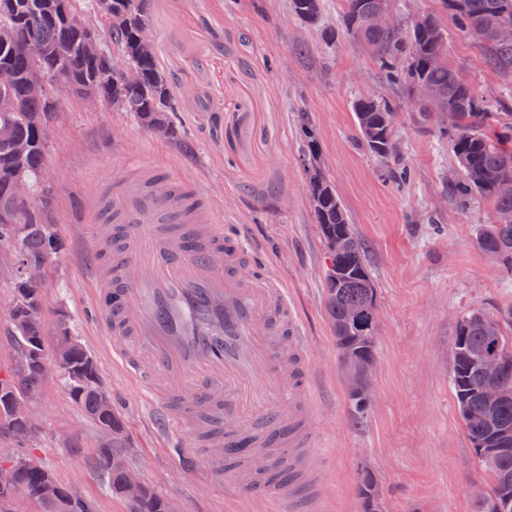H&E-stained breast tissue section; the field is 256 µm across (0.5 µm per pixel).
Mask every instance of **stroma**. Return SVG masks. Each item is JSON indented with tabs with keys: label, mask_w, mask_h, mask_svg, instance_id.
Segmentation results:
<instances>
[{
	"label": "stroma",
	"mask_w": 512,
	"mask_h": 512,
	"mask_svg": "<svg viewBox=\"0 0 512 512\" xmlns=\"http://www.w3.org/2000/svg\"><path fill=\"white\" fill-rule=\"evenodd\" d=\"M323 26L303 24L287 0H151L157 59L175 92L173 124L191 152L127 113L65 100L52 127L50 218L61 246L42 282L47 346L56 312L95 358L103 388L124 422L141 481L176 512H280L279 502L249 508L168 447L147 393L112 355L113 340L94 321V275L106 257L94 245L91 194L150 163L202 186L223 233L238 234L265 258L302 323L310 352L307 419L312 450L324 461L317 480L324 512H362L357 478L369 472L380 512H478L474 486L487 484L458 412L450 375L459 321L474 310L496 315L512 333V281L478 246L493 207H461L448 188L461 175L446 137L424 122L414 99L386 82L366 46L341 31L345 0H322ZM404 25L439 16L448 62L488 102L500 77L456 28L440 0H391ZM334 31V39L323 36ZM368 95L396 109L398 158L406 180L355 141L353 103ZM317 135L320 164L364 242L380 319L369 410L355 419L326 314V242L315 222L302 154V120ZM14 250L0 245V375L14 364L10 330ZM39 427L25 445L0 438V458L33 453L96 512H132L96 477L101 438L50 374L35 402Z\"/></svg>",
	"instance_id": "stroma-1"
}]
</instances>
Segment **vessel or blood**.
I'll return each instance as SVG.
<instances>
[{"label": "vessel or blood", "instance_id": "b4317fda", "mask_svg": "<svg viewBox=\"0 0 512 512\" xmlns=\"http://www.w3.org/2000/svg\"><path fill=\"white\" fill-rule=\"evenodd\" d=\"M95 199L99 245L120 247L98 277L95 319L127 373L150 388L163 426L207 420L192 453L234 498L273 495L294 512L319 464L303 416L307 342L284 288L265 267L242 276L253 255L218 230L194 184L150 166Z\"/></svg>", "mask_w": 512, "mask_h": 512}]
</instances>
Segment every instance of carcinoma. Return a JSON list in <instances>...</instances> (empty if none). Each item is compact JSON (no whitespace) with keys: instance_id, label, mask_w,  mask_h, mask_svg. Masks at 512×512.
Segmentation results:
<instances>
[{"instance_id":"cac0c4a2","label":"carcinoma","mask_w":512,"mask_h":512,"mask_svg":"<svg viewBox=\"0 0 512 512\" xmlns=\"http://www.w3.org/2000/svg\"><path fill=\"white\" fill-rule=\"evenodd\" d=\"M389 0H346L343 32L364 41L372 50L385 78L408 90L422 83L434 97L418 104L423 120L441 133L451 135V148L462 167V178L451 184L449 193L464 205L478 195L494 207V222L484 225L478 243L498 263L500 272L512 278V112L503 103L512 101V41L492 36L500 26H512V0H442L443 8L466 38L481 29L487 37L478 45L485 66L503 76L501 103L491 104L477 97L470 83L448 64V38L438 17L424 15L410 28H378L374 15ZM75 10L100 28L103 43L92 56L85 52L81 35L58 9L57 0H0V67L11 69L14 82L0 93L16 101L13 112H0V206L14 207L16 219L0 224V244L19 245L20 263L49 258L57 249V234L47 219L43 202L50 198L42 173L48 159L45 130L56 117L48 102L31 96L27 85L36 71L47 73L57 64H66L69 87L64 93L76 100L88 90L118 100L119 111L129 113L149 130L178 144L182 142L170 120L175 96L160 70L153 43L141 39V30L150 26V0H113L120 23L98 9V0H73ZM289 11L310 26H321V0H289ZM123 69L112 73V82L103 80V71L112 58ZM453 114V125L445 116ZM355 128L361 146L371 155L390 160L396 112L388 102L363 98L354 105ZM306 140L303 165L316 223L327 243V255L339 272L327 271L326 312L336 338L339 364L355 372L375 358L374 333L367 326L376 306V289L365 261V245L355 235L344 204L317 160V140L308 122H303ZM20 139L28 149L17 154L13 141ZM25 178L31 200L17 202L12 197L16 178ZM344 247L336 253L333 244ZM30 296L19 298L11 309L12 337L18 349L40 347L46 351L44 325L30 321L33 306H43L42 288L29 287ZM496 348L506 358L505 371L490 378L481 368V356ZM71 363L73 372L63 378L71 398L81 407L100 433L112 432V441L98 449L93 468L111 493L123 496L124 469L131 467L124 446V425L114 412L103 414L98 407L101 389L95 359L81 343H76ZM35 373H10L12 393L27 394ZM451 384L458 410L480 466L489 478L488 500L480 512H512V337L504 334L501 322L490 314L474 310L462 318L452 346ZM41 475L30 469L18 474V493L37 501L41 512H56L53 499L39 495ZM359 496L365 512H371L374 490L368 475L358 480ZM133 512H174L173 504L152 489L131 502Z\"/></svg>"}]
</instances>
